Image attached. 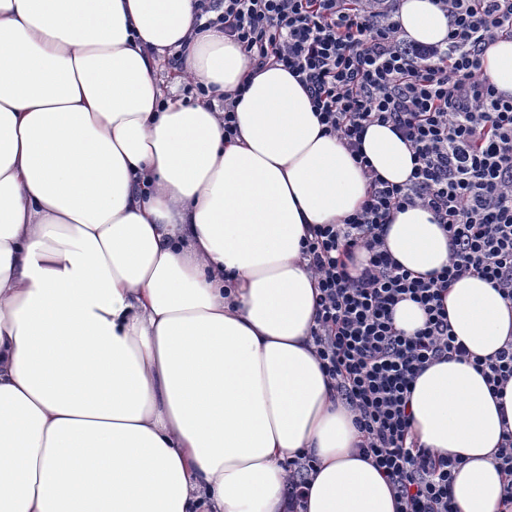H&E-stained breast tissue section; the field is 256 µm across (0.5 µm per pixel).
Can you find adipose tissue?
Listing matches in <instances>:
<instances>
[{"instance_id":"obj_1","label":"adipose tissue","mask_w":512,"mask_h":512,"mask_svg":"<svg viewBox=\"0 0 512 512\" xmlns=\"http://www.w3.org/2000/svg\"><path fill=\"white\" fill-rule=\"evenodd\" d=\"M399 20L421 43L448 35L432 0H401ZM175 52L214 93L246 85L234 138L207 102L164 96ZM484 70L512 96V38ZM363 148L407 181L389 127ZM367 190L296 78L253 69L194 0H0V512H288L282 463L301 452L318 460L305 512H397L315 354L302 255ZM385 246L421 276L450 259L419 207ZM444 306L473 355L512 337V304L480 276ZM410 409L418 444L463 459L459 512H497L512 383L498 399L443 360Z\"/></svg>"}]
</instances>
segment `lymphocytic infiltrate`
<instances>
[{"label":"lymphocytic infiltrate","mask_w":512,"mask_h":512,"mask_svg":"<svg viewBox=\"0 0 512 512\" xmlns=\"http://www.w3.org/2000/svg\"><path fill=\"white\" fill-rule=\"evenodd\" d=\"M449 18L438 44L407 38L400 0H194L207 27L223 29L254 68L277 63L306 90L325 134L336 136L369 190L341 224H319L303 244L319 280L311 334L336 397L354 414L360 453L386 479L399 512H459L451 494L461 460L410 436L416 377L442 359L472 362L494 394L512 382V340L472 356L444 308L449 284L481 275L512 303V97L482 68L486 47L512 37V0H432ZM390 125L413 150L408 182L380 177L362 149L368 125ZM422 207L448 235L450 261L430 277L392 257L383 227L392 212ZM367 259L359 274L349 265ZM404 300L426 320L396 328Z\"/></svg>","instance_id":"1"}]
</instances>
